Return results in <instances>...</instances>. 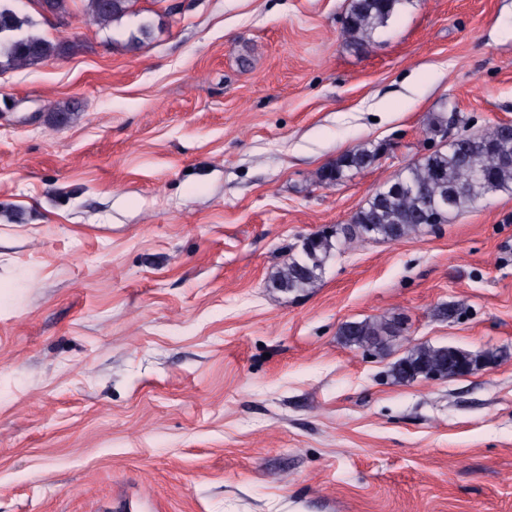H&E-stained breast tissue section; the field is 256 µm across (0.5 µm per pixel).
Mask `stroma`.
I'll use <instances>...</instances> for the list:
<instances>
[{
	"mask_svg": "<svg viewBox=\"0 0 512 512\" xmlns=\"http://www.w3.org/2000/svg\"><path fill=\"white\" fill-rule=\"evenodd\" d=\"M348 4L139 0L38 22L82 49L0 71V512H512V193L273 285L435 118L512 122V0H410L364 49ZM401 314L384 352L339 339ZM416 344L500 357L394 381ZM85 14L103 26H109L126 16L139 14V0H80ZM378 157L377 149H371L365 145L359 146L339 156L332 164L323 167L319 172V182L330 185L342 181L353 173L370 167Z\"/></svg>",
	"mask_w": 512,
	"mask_h": 512,
	"instance_id": "stroma-1",
	"label": "stroma"
}]
</instances>
